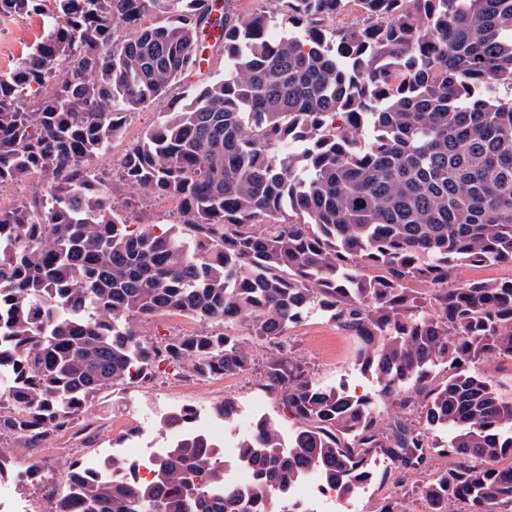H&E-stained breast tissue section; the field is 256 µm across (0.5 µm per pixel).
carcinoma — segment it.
<instances>
[{"label":"carcinoma","instance_id":"cac0c4a2","mask_svg":"<svg viewBox=\"0 0 512 512\" xmlns=\"http://www.w3.org/2000/svg\"><path fill=\"white\" fill-rule=\"evenodd\" d=\"M271 2L234 17L213 0H0V17L48 19L0 76V180L47 189L0 210V479L9 439L34 448L163 362L249 372L252 347L225 331L242 321L277 342L261 386L282 413L240 438L251 490L194 434L151 480L73 461L54 512H294L288 486L307 470L352 496L376 456L417 477L425 512H512V397L481 371L512 361V278H452L512 265V96L498 93L512 91V0ZM347 6L359 19L328 27ZM214 52L224 75L191 85L105 180L93 160L123 120ZM127 189L175 200L180 224L129 230L114 206ZM312 308L357 341L373 394L322 387L288 352ZM166 313L204 327L139 334ZM442 447L452 466L422 477ZM458 282H468L473 280L493 281L512 278L511 265H462L458 267L453 274Z\"/></svg>","mask_w":512,"mask_h":512}]
</instances>
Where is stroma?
<instances>
[{
	"mask_svg": "<svg viewBox=\"0 0 512 512\" xmlns=\"http://www.w3.org/2000/svg\"><path fill=\"white\" fill-rule=\"evenodd\" d=\"M45 29L42 17L0 18V75L14 69L30 47L39 41ZM164 103L156 102L130 114L120 138L111 141L95 165L104 175L118 173L128 145L136 141L162 117ZM117 206L128 223L142 227L178 223L177 206L167 199L125 200ZM288 349L309 367L315 380L326 387H346L357 393H371L376 383L357 366L356 344L344 331L318 312L303 316L288 328ZM237 402L241 413L238 423L248 427L262 415H274L278 403L261 385L259 372L228 378L191 376L182 368L161 364L150 382H132L100 391L88 410L75 420L72 428L47 437L38 447L28 448L16 442L11 446L17 468L37 459L42 468L40 482L18 485L13 479L5 484L19 512H52L55 498L63 490L65 470L76 459L96 461L112 454L116 446L140 448L163 440L159 427L162 414L174 408L209 411L224 399ZM410 482L398 481L383 458H376L373 479L355 496L337 502L338 512H379L388 495L406 496L410 512H423L416 496L410 495Z\"/></svg>",
	"mask_w": 512,
	"mask_h": 512,
	"instance_id": "35a3bbf8",
	"label": "stroma"
}]
</instances>
